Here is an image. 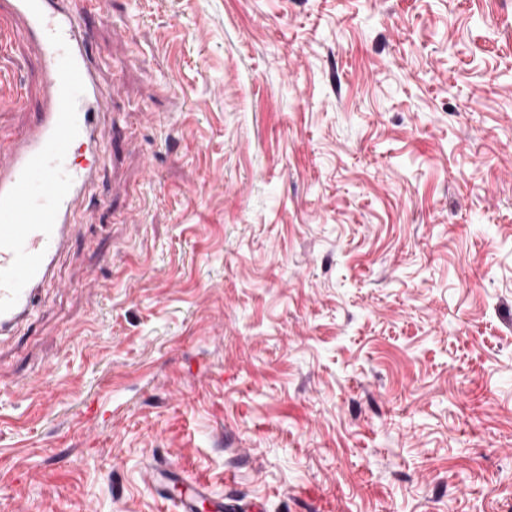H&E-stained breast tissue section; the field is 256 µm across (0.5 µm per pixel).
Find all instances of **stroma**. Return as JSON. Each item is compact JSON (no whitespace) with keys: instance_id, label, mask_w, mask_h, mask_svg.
<instances>
[{"instance_id":"1","label":"stroma","mask_w":512,"mask_h":512,"mask_svg":"<svg viewBox=\"0 0 512 512\" xmlns=\"http://www.w3.org/2000/svg\"><path fill=\"white\" fill-rule=\"evenodd\" d=\"M105 7L125 141L0 336V512H166L159 463L263 512H512V0ZM11 56L0 137L39 106Z\"/></svg>"}]
</instances>
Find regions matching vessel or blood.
<instances>
[{"label":"vessel or blood","instance_id":"b4317fda","mask_svg":"<svg viewBox=\"0 0 512 512\" xmlns=\"http://www.w3.org/2000/svg\"><path fill=\"white\" fill-rule=\"evenodd\" d=\"M104 0H0V35L35 51L42 75L34 119L0 141V335L13 333L34 311L73 238L76 212L108 155L122 146V120L112 107L92 53L91 18ZM151 490L169 512H195L209 489L186 481L165 491L152 468Z\"/></svg>","mask_w":512,"mask_h":512}]
</instances>
